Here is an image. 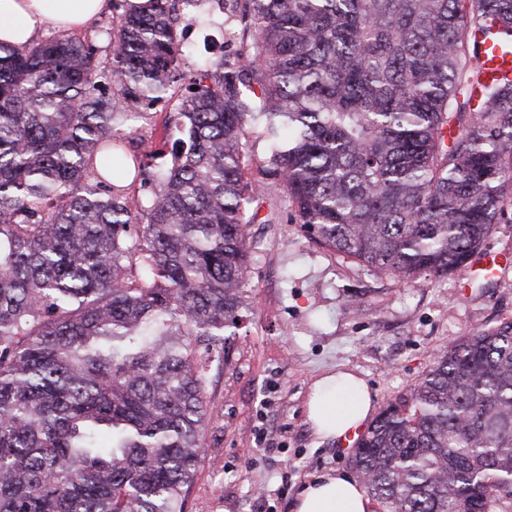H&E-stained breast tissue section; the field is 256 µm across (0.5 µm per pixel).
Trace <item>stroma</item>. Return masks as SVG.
Listing matches in <instances>:
<instances>
[{"label":"stroma","instance_id":"obj_1","mask_svg":"<svg viewBox=\"0 0 512 512\" xmlns=\"http://www.w3.org/2000/svg\"><path fill=\"white\" fill-rule=\"evenodd\" d=\"M180 26L214 36L190 45L184 69L219 67L237 47L210 5L187 13ZM182 93L173 85L170 101L144 109L134 123L138 139L163 144V120ZM249 233L244 319L227 343L224 368L212 375L213 415L188 512H292L305 483L351 471L352 447L320 439L307 420L320 377L356 372L378 413L409 394L450 342L512 320V268L465 290L456 275H378L310 240L284 200L261 205Z\"/></svg>","mask_w":512,"mask_h":512}]
</instances>
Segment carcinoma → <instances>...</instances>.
Here are the masks:
<instances>
[{"label": "carcinoma", "instance_id": "1", "mask_svg": "<svg viewBox=\"0 0 512 512\" xmlns=\"http://www.w3.org/2000/svg\"><path fill=\"white\" fill-rule=\"evenodd\" d=\"M213 2L239 47L188 78L169 0L123 9L104 61L0 42V512H187L271 190L403 280L467 267L512 207V79L475 65L512 0ZM185 78L159 166L115 118ZM350 463L382 512H512V321L439 353Z\"/></svg>", "mask_w": 512, "mask_h": 512}]
</instances>
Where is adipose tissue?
I'll return each instance as SVG.
<instances>
[{
    "label": "adipose tissue",
    "mask_w": 512,
    "mask_h": 512,
    "mask_svg": "<svg viewBox=\"0 0 512 512\" xmlns=\"http://www.w3.org/2000/svg\"><path fill=\"white\" fill-rule=\"evenodd\" d=\"M110 0H0V41L24 45L44 23L63 30L89 26L106 12ZM372 412L371 393L362 378L336 371L316 381L307 418L324 439H340L360 428ZM294 512H374L363 485L338 473L316 476L298 493Z\"/></svg>",
    "instance_id": "1"
}]
</instances>
